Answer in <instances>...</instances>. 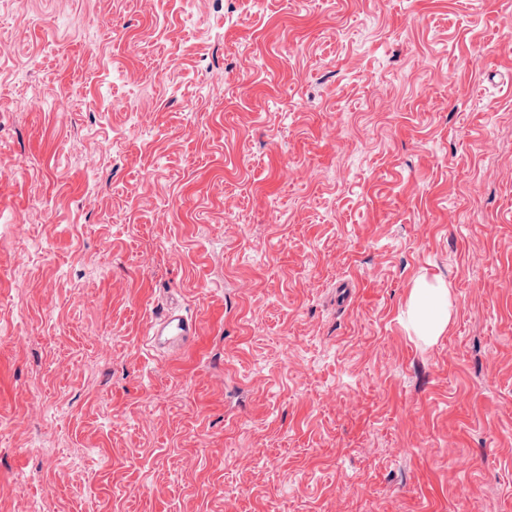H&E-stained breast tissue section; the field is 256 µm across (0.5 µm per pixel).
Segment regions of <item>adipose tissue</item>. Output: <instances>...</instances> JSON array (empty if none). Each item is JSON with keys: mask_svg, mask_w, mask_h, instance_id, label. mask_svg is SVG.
Segmentation results:
<instances>
[{"mask_svg": "<svg viewBox=\"0 0 512 512\" xmlns=\"http://www.w3.org/2000/svg\"><path fill=\"white\" fill-rule=\"evenodd\" d=\"M452 312V296L448 286L421 280L412 288L408 304V321L417 336L436 340L447 329Z\"/></svg>", "mask_w": 512, "mask_h": 512, "instance_id": "obj_1", "label": "adipose tissue"}]
</instances>
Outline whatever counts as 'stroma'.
Returning <instances> with one entry per match:
<instances>
[{
	"mask_svg": "<svg viewBox=\"0 0 512 512\" xmlns=\"http://www.w3.org/2000/svg\"><path fill=\"white\" fill-rule=\"evenodd\" d=\"M0 53V512H512V0H0ZM452 312L451 290L445 284L434 285L421 279L412 288L408 304V321L417 336L435 341L447 329ZM197 322L169 308L153 317L145 331V342L152 349L159 347H185L197 335Z\"/></svg>",
	"mask_w": 512,
	"mask_h": 512,
	"instance_id": "35a3bbf8",
	"label": "stroma"
}]
</instances>
